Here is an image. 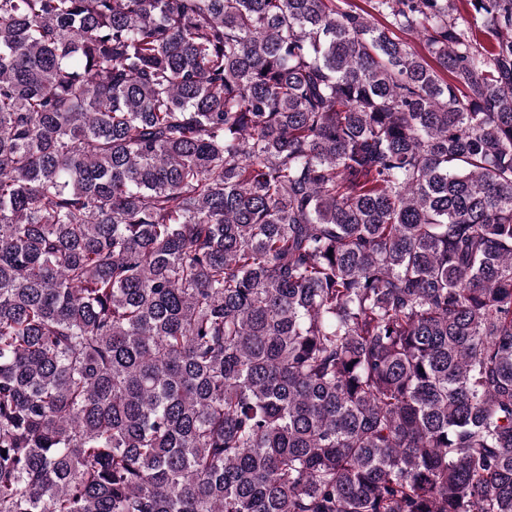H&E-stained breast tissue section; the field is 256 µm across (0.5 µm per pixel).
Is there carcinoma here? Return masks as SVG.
<instances>
[{
    "instance_id": "cac0c4a2",
    "label": "carcinoma",
    "mask_w": 512,
    "mask_h": 512,
    "mask_svg": "<svg viewBox=\"0 0 512 512\" xmlns=\"http://www.w3.org/2000/svg\"><path fill=\"white\" fill-rule=\"evenodd\" d=\"M370 3L0 0V512H512V0Z\"/></svg>"
}]
</instances>
